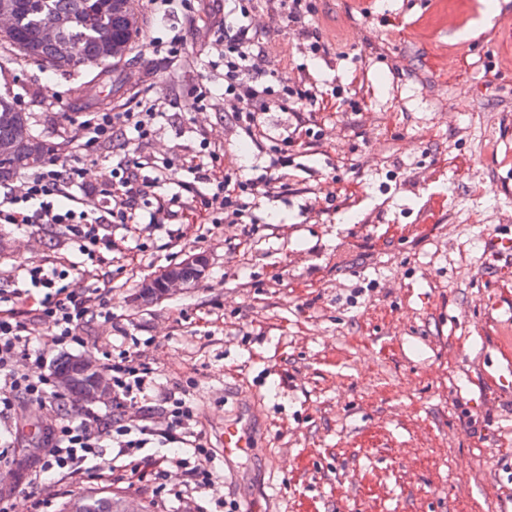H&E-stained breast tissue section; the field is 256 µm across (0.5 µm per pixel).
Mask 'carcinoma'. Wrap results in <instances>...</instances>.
<instances>
[{
    "label": "carcinoma",
    "instance_id": "1",
    "mask_svg": "<svg viewBox=\"0 0 512 512\" xmlns=\"http://www.w3.org/2000/svg\"><path fill=\"white\" fill-rule=\"evenodd\" d=\"M127 0H0V8L7 5L16 24L12 36L0 39V48L7 49L23 61L57 70L90 67L99 75L112 77L114 50L127 54L139 30L129 29L125 23ZM52 13L60 24L55 43L42 40L39 22L43 14ZM33 137L27 113L18 105L0 96V144H9L10 152L0 153V183L8 181L28 169L27 142ZM120 494L80 497L84 512H117Z\"/></svg>",
    "mask_w": 512,
    "mask_h": 512
}]
</instances>
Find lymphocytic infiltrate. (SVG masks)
I'll use <instances>...</instances> for the list:
<instances>
[{"label": "lymphocytic infiltrate", "instance_id": "obj_1", "mask_svg": "<svg viewBox=\"0 0 512 512\" xmlns=\"http://www.w3.org/2000/svg\"><path fill=\"white\" fill-rule=\"evenodd\" d=\"M266 12L283 18L296 30L310 52L325 49L314 20V0H224L228 21L217 41L223 50L212 69L222 70L224 98L231 104L232 117L241 131L257 146L263 160L260 175L233 178V160L220 147H205L203 154L183 159L182 169L195 181L205 185L193 205L181 202L179 193H165L164 185L174 164L171 158L149 153L148 147L156 126L164 115V104L156 98L140 101L137 108L96 110L84 113L72 138L84 161H98L103 148H111L117 163L112 179L104 186L88 191L84 197H71V187L84 179L82 163L66 164L59 159L49 161L29 173L21 193L7 199L0 208V223L23 228L33 224L65 227L68 238L78 251L97 259L108 242L99 234L101 225L120 224L131 227L143 222L157 223L159 215L168 220L182 219L197 224H241L250 216L255 200L269 196L277 187L276 170L285 168L284 152L266 147L259 127L262 112H308L318 101L317 85H292L286 76L271 70L260 50L257 28L252 23L256 13ZM57 268H27L26 281L38 291L37 306L29 312L0 304V421L16 412L19 398H26L40 408L59 414V423L47 430L48 451L28 484L36 486L47 477L74 483L92 476L91 462L100 456V437L110 432L118 456H131L147 444L166 446L179 443L184 457L178 465L184 468L183 487L194 493L211 489V471L186 464L187 456L207 454V443L195 433L193 412L175 392L161 393L168 422L156 427L152 421L130 422L126 408L150 400L157 390L151 368L131 355L110 361L114 406L108 417L93 413L78 415L65 412L51 380L34 374V366L42 357L34 347V321L51 323L58 345L83 344L77 329L105 303L108 288H95L93 293L78 294L65 285Z\"/></svg>", "mask_w": 512, "mask_h": 512}]
</instances>
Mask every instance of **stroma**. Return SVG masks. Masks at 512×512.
<instances>
[{"instance_id": "1", "label": "stroma", "mask_w": 512, "mask_h": 512, "mask_svg": "<svg viewBox=\"0 0 512 512\" xmlns=\"http://www.w3.org/2000/svg\"><path fill=\"white\" fill-rule=\"evenodd\" d=\"M470 0H317V23L335 54L307 55L296 31L261 15L266 63L289 82L318 81L333 107L270 112L267 145L286 132L288 189L261 198L239 224L103 225L113 262L80 255L64 227L26 233L0 223V292L31 305L22 267L77 263L70 287L112 280L103 309L79 329L84 345L54 347L38 330L43 373L63 357L100 362L128 352L163 389L183 392L215 474L212 489L181 493L182 469L164 480L101 477L27 484L41 465L40 426L55 413L19 400L0 424V496L10 512H47L80 495L119 492L155 512H512V273L485 258L490 240L512 243V35L472 18ZM202 26L187 29L182 70L154 55L182 9L158 17L137 0L139 35L107 106L168 103L151 152L176 159L222 145L249 164L255 146L216 95L189 110L185 90L218 80L212 24L224 0H197ZM79 67L54 72L0 56V95L30 117L57 157L74 156ZM54 91H47V84ZM351 222H344V215ZM188 253L209 259L192 288L131 303L141 284ZM252 418L253 450L225 461L224 426Z\"/></svg>"}]
</instances>
